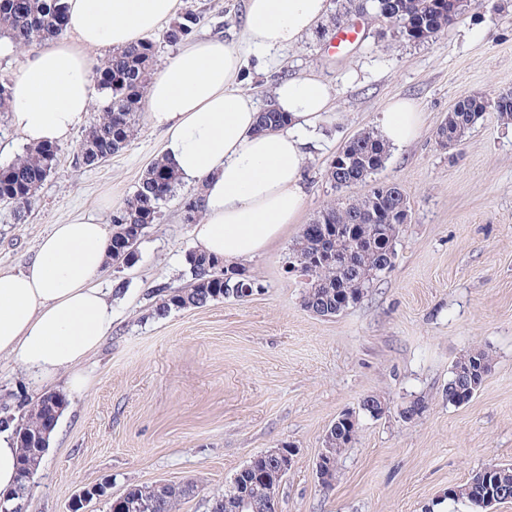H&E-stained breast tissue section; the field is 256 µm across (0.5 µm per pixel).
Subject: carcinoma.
I'll list each match as a JSON object with an SVG mask.
<instances>
[{"mask_svg": "<svg viewBox=\"0 0 512 512\" xmlns=\"http://www.w3.org/2000/svg\"><path fill=\"white\" fill-rule=\"evenodd\" d=\"M364 9L377 16L384 10L385 19L399 34L405 24L417 23L430 38L437 37L443 28L440 22V0H364ZM67 16L65 0H0V37L17 46H41L64 33ZM201 22V16L189 10L182 14L164 32L169 45H178L188 39ZM156 56V45L145 39L137 45L117 49L94 67L97 83L106 94L105 104L95 118L80 145L93 144V151L84 155L82 164L93 167L103 163L128 147L135 139L137 129L134 116L140 110L149 71ZM486 112H496L503 120H512V107L500 108L494 98L475 101L459 99L451 111L449 122L455 130L466 134ZM287 115L264 108L259 114V128L274 131L283 126ZM343 165L330 164L328 180L346 187L367 182L373 171L383 168L382 157L387 151L383 140L370 131L357 134L344 147ZM58 148L42 146L26 149L10 163L0 166V197H13V217L21 221L26 216L36 193L56 168ZM179 178L175 171L155 158L140 179L136 190L124 205L112 213L110 255L112 263L127 264L133 258L130 240L140 237L157 223L161 206L175 193ZM393 197L373 201L376 191L332 204L319 212L316 220L344 231L334 234L324 247L308 234L300 235L294 252L305 274L311 277L303 295L304 307L315 308L322 316H334L364 296L368 288L385 272L388 256L395 251L401 231L400 224L385 223L375 217V207L385 206L404 198L397 185H392ZM202 209L201 198L191 194L183 198V212L190 215L188 222H197ZM191 283L186 288L170 290L158 288L155 314L164 316L173 310L203 307L224 298H241V291L256 287L250 276L224 265V260L193 251L186 257ZM491 370L489 353L474 348L455 362L448 381V403L463 404L481 388ZM50 406L42 396L24 417L6 416L0 427L13 426L21 448L20 469L32 467L37 460V444L43 437ZM356 433V426L339 422L336 430L324 439L328 460L348 447ZM266 473L277 478L270 462L252 458L234 475L224 493L213 498L211 512H235L234 505L243 498L259 499L264 486L257 474ZM482 493L495 497H512V469H481L468 483L457 487L455 499L473 506L478 503L470 497V485ZM127 497L146 504L143 512H179L183 500L193 494V487L177 484L134 485L126 490Z\"/></svg>", "mask_w": 512, "mask_h": 512, "instance_id": "carcinoma-1", "label": "carcinoma"}]
</instances>
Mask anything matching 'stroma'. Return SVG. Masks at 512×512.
Masks as SVG:
<instances>
[{
	"label": "stroma",
	"mask_w": 512,
	"mask_h": 512,
	"mask_svg": "<svg viewBox=\"0 0 512 512\" xmlns=\"http://www.w3.org/2000/svg\"><path fill=\"white\" fill-rule=\"evenodd\" d=\"M202 13L194 37L241 46L245 0H178ZM359 43L333 54L330 20L269 63L247 58L242 87L259 106L290 78L315 75L333 93L325 137L304 164L305 200L297 223L262 255L244 262L262 290L158 317L156 286L186 287L192 227L181 185L146 229L134 264L107 265L95 278L112 302V331L79 367L82 392L52 386L67 406L49 438L22 512H69L85 486L110 482V497L133 485L193 480L179 512H210V500L251 457L287 445L295 463L282 479L279 512H473L450 487L482 468L512 463V121L488 112L452 149L436 131L456 100L512 90V0H473L453 25L427 42L401 38L376 18ZM411 100L422 126L412 143L388 151L372 182L339 190L326 170L347 141L376 130L391 99ZM138 134L112 159L77 163L85 134L60 144L55 171L27 218L0 205V271L21 269L54 225L79 215L109 223L159 156L163 135L136 116ZM398 183L409 221L393 266L344 312L324 318L303 306L290 273L305 224L337 199ZM488 350L492 372L467 403L445 392L455 361ZM41 392L0 359V417L31 409ZM384 397L372 418L362 399ZM422 410L407 420L409 402ZM356 413L358 430L323 487L316 466L336 418Z\"/></svg>",
	"instance_id": "35a3bbf8"
}]
</instances>
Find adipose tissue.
Wrapping results in <instances>:
<instances>
[{
    "label": "adipose tissue",
    "instance_id": "1",
    "mask_svg": "<svg viewBox=\"0 0 512 512\" xmlns=\"http://www.w3.org/2000/svg\"><path fill=\"white\" fill-rule=\"evenodd\" d=\"M177 0H68L67 31L27 60L10 86V121L25 146L68 140L93 109L88 47L133 45L174 16ZM329 0H247L244 50L218 37L196 39L148 80L142 100L162 129L161 157L182 183L199 189L203 211L193 229L198 252L233 263L254 257L296 223L305 196L307 150L329 113L330 86L316 76L280 81L273 109L285 126L257 129L259 108L240 85L246 54L258 57L297 44L326 16ZM420 115L406 99L382 114L380 137L391 147L411 143ZM110 231L90 217L55 225L34 257L0 272V358L49 382L68 375L86 386L77 367L112 329V303L94 279L109 262Z\"/></svg>",
    "mask_w": 512,
    "mask_h": 512
}]
</instances>
